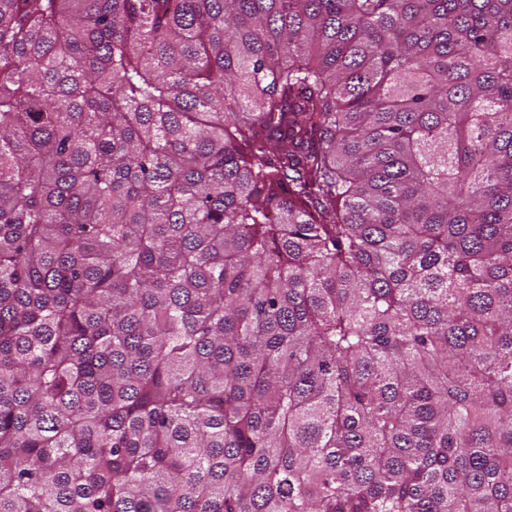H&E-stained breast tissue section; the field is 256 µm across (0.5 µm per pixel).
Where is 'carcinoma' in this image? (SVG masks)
<instances>
[{
	"mask_svg": "<svg viewBox=\"0 0 512 512\" xmlns=\"http://www.w3.org/2000/svg\"><path fill=\"white\" fill-rule=\"evenodd\" d=\"M0 512H512V0H0Z\"/></svg>",
	"mask_w": 512,
	"mask_h": 512,
	"instance_id": "obj_1",
	"label": "carcinoma"
}]
</instances>
